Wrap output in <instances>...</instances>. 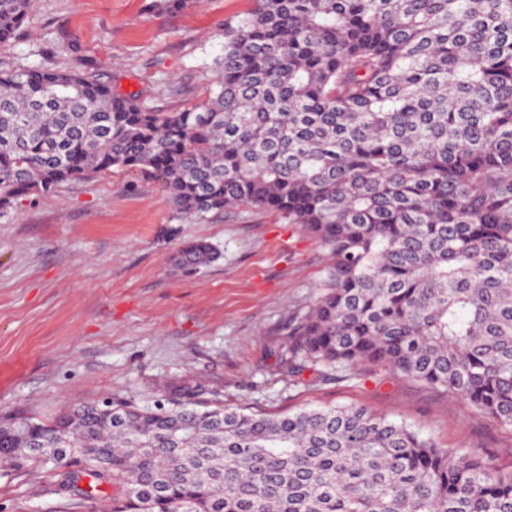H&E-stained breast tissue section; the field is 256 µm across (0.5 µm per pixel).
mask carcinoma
Instances as JSON below:
<instances>
[{
  "mask_svg": "<svg viewBox=\"0 0 512 512\" xmlns=\"http://www.w3.org/2000/svg\"><path fill=\"white\" fill-rule=\"evenodd\" d=\"M216 89L156 112L85 72H0V211L133 168L176 218L249 205L303 224L330 291L288 335V373L386 366L512 433V0H249ZM33 0H0V43ZM217 257L184 244L189 270ZM76 405L0 423V459L111 512H512V465L449 453L362 407L288 415ZM93 482L79 487L83 477Z\"/></svg>",
  "mask_w": 512,
  "mask_h": 512,
  "instance_id": "obj_1",
  "label": "carcinoma"
}]
</instances>
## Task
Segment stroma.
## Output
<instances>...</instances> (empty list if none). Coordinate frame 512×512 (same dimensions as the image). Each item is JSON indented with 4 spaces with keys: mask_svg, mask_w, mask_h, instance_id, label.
<instances>
[{
    "mask_svg": "<svg viewBox=\"0 0 512 512\" xmlns=\"http://www.w3.org/2000/svg\"><path fill=\"white\" fill-rule=\"evenodd\" d=\"M248 0L160 12L152 0H34L0 44V70L92 68L147 108L179 112L214 90L224 19ZM159 183L112 170L19 200L0 213V417L49 421L75 404L201 401L265 414L357 406L418 427L439 447L512 465V433L457 396L382 368L337 380L288 374V332L326 291L327 251L303 225L243 205L179 224ZM220 257L188 271L181 246ZM58 494L41 468L0 467V512H103L120 497Z\"/></svg>",
    "mask_w": 512,
    "mask_h": 512,
    "instance_id": "stroma-1",
    "label": "stroma"
}]
</instances>
